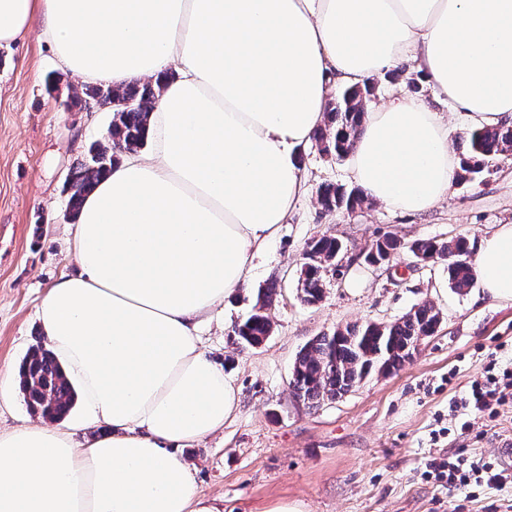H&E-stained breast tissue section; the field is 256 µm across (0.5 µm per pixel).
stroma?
<instances>
[{
	"instance_id": "obj_1",
	"label": "stroma",
	"mask_w": 512,
	"mask_h": 512,
	"mask_svg": "<svg viewBox=\"0 0 512 512\" xmlns=\"http://www.w3.org/2000/svg\"><path fill=\"white\" fill-rule=\"evenodd\" d=\"M73 83L37 28L0 45V379L14 376L31 347L46 345L37 308L47 289L78 268L69 255L66 178L106 133L110 108L70 112L47 89L49 77ZM306 193L247 282L203 324L202 347L238 388L222 432L186 446L201 494L222 512H265L282 498L304 512H507L512 488L467 494L425 473L429 456L496 458L512 436V402L496 418L467 413V436L450 409L488 363L512 367V300L448 284L447 263L400 254L373 267L358 254L391 234L410 242L466 237L471 246L497 224H512V155L489 173L454 184L424 213L392 212L365 202L328 212L317 201L327 183L351 186L349 161L301 151ZM329 233L346 244L341 274H326L322 300L301 299L303 252ZM277 280L273 331L259 347L239 349L232 329L252 312L257 292ZM439 309L438 331L414 359L389 376H372L335 401L309 407L290 385L300 349L313 337L366 322L389 323L415 305Z\"/></svg>"
}]
</instances>
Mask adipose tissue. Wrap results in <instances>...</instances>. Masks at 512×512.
<instances>
[{"label": "adipose tissue", "instance_id": "1", "mask_svg": "<svg viewBox=\"0 0 512 512\" xmlns=\"http://www.w3.org/2000/svg\"><path fill=\"white\" fill-rule=\"evenodd\" d=\"M82 83L162 86L150 150L103 175L71 234L78 275L38 318L86 422L0 433V512H220L181 451L223 430L237 390L198 328L245 283L305 194L299 150L336 88L409 67L475 126L512 120V0H0V43L31 26ZM457 163L426 100L369 113L351 150L365 196L424 213ZM476 280L512 300V224L479 243Z\"/></svg>", "mask_w": 512, "mask_h": 512}]
</instances>
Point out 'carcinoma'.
Returning <instances> with one entry per match:
<instances>
[{"mask_svg":"<svg viewBox=\"0 0 512 512\" xmlns=\"http://www.w3.org/2000/svg\"><path fill=\"white\" fill-rule=\"evenodd\" d=\"M383 81L403 82L412 93L422 89L418 78L401 70L386 73ZM378 91L379 86L372 81L337 89L328 104L324 128L315 137L316 146L336 160L349 156L367 107L376 99ZM158 93L159 87L150 81L136 82L122 89L92 85L72 91L68 110L80 111L86 96L110 105L112 112L106 135L90 145L88 158L70 173L68 206L73 218L79 217L84 198L98 179L119 163L121 154L136 152L146 145L147 118ZM509 154H512L511 124L476 128L469 134L466 151L460 153L457 180L474 181L489 170L494 159ZM318 200L328 212L353 211L362 204L363 197L357 189L327 184L320 188ZM306 250L312 251L316 261L311 268L301 271V298L314 305L323 297V273L336 265L345 246L337 237L323 234L308 242ZM405 250L420 261H447L448 283L455 291L463 293L473 286L472 249L463 237L405 243L387 235L377 240L366 255L373 263L388 265ZM276 296L275 281L259 291L254 311L233 330L236 344L255 347L267 340L273 328L268 310ZM441 320L440 312L424 302L389 323L338 327L314 337L299 351L294 362L291 386L295 396L316 407L326 400L343 397L373 374L389 375L401 369L408 356L406 348L422 336L434 335ZM19 386L30 412L44 419L59 421L74 406L76 392L61 364L52 351L41 346L33 348L21 363Z\"/></svg>","mask_w":512,"mask_h":512,"instance_id":"obj_1","label":"carcinoma"}]
</instances>
